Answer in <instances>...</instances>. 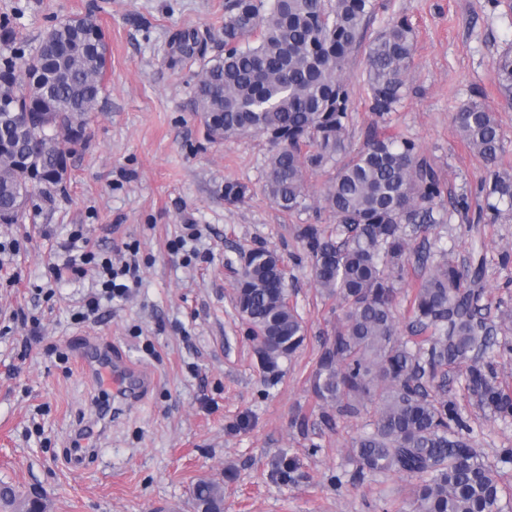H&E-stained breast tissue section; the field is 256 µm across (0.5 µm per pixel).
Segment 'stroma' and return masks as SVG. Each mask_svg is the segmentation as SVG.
Returning a JSON list of instances; mask_svg holds the SVG:
<instances>
[{"label":"stroma","mask_w":512,"mask_h":512,"mask_svg":"<svg viewBox=\"0 0 512 512\" xmlns=\"http://www.w3.org/2000/svg\"><path fill=\"white\" fill-rule=\"evenodd\" d=\"M225 0H0L17 40L32 52L58 22L86 17L109 45L105 94L90 138L68 158L52 200L33 198L20 224L0 223V482L46 499L47 512H194L201 479L225 482L224 512H414L412 480L360 478L349 451L368 418L325 420L310 377L341 309L321 296L302 239L306 225L332 226L327 176L308 177L305 209L281 211L264 190L269 145L258 135L208 140L195 110L201 61L180 59L179 38L198 31L207 57L224 52ZM367 34L406 19L416 35L408 93L389 116L438 172L439 222L416 232L397 299L400 336L411 333L413 288L428 275L422 252L445 246L461 267L487 261L481 314L499 322L512 300V222L481 218L484 164L462 141L457 108L480 100L495 113L512 168V107L495 81L512 49V10L492 0H376ZM366 50L351 55L349 149L361 148L375 118L366 104ZM468 211H455L460 194ZM450 223H442V216ZM197 240L178 247L183 227ZM275 251L290 300L306 328L303 346L278 373L264 372L235 305L244 256ZM114 265L136 259L138 283L122 297L85 307L97 284L86 252ZM108 348L151 373L149 393L101 421L97 453L75 463L70 439L106 394L81 362ZM449 370L444 390L489 463L512 448V420L494 417Z\"/></svg>","instance_id":"1"}]
</instances>
